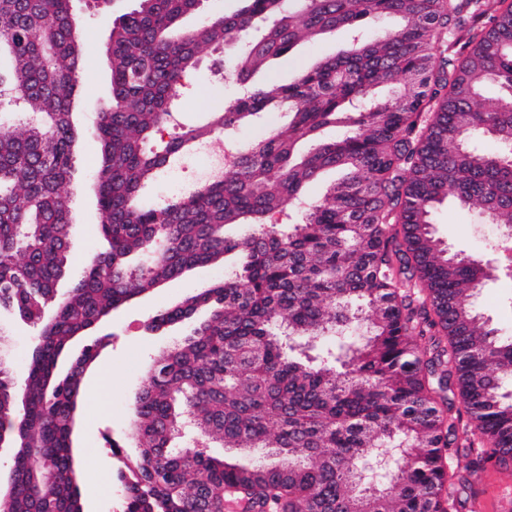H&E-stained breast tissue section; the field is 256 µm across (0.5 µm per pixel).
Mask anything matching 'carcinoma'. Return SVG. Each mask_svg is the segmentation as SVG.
<instances>
[{"instance_id":"1","label":"carcinoma","mask_w":512,"mask_h":512,"mask_svg":"<svg viewBox=\"0 0 512 512\" xmlns=\"http://www.w3.org/2000/svg\"><path fill=\"white\" fill-rule=\"evenodd\" d=\"M73 0H0V311L38 333L26 368L0 361V444L11 512H83L74 444L83 381L104 345L73 341L112 312L203 266L212 287L151 316L165 331L208 317L156 357L118 453L124 512H463L475 478L512 473V333L474 312L480 260L435 237L453 197L512 230V0H243L181 33L197 0H137L105 46L111 96L93 132L104 250L66 295L73 222L64 187L84 64ZM383 18L396 26L360 31ZM347 39L286 84L254 73L300 41ZM244 36L225 76L243 92L173 133L202 47ZM407 78L373 101L381 84ZM498 87L487 99L484 90ZM288 113L203 185L158 205L143 193L206 140ZM328 125L347 132L320 139ZM490 139L491 151L474 141ZM345 172L324 198L305 190ZM305 204L285 226L286 207ZM215 448L251 451L247 461ZM392 451L371 482L362 464Z\"/></svg>"}]
</instances>
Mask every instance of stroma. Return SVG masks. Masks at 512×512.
<instances>
[{
    "instance_id": "35a3bbf8",
    "label": "stroma",
    "mask_w": 512,
    "mask_h": 512,
    "mask_svg": "<svg viewBox=\"0 0 512 512\" xmlns=\"http://www.w3.org/2000/svg\"><path fill=\"white\" fill-rule=\"evenodd\" d=\"M134 5L135 0H111L107 9L96 13L87 10L81 0H76L74 5L73 23L85 43L82 90L73 109V120L84 131L85 138L66 187L74 224L71 267L75 270L105 246L91 190L98 164L97 147L91 132L98 112L110 98V72L105 58L109 30L115 18ZM342 41V35L330 33L315 42L299 43L288 53L270 60L254 79L259 83L270 79L288 82L298 71L334 55ZM232 49V44L227 43L219 49L209 48L201 53L192 86L183 96L181 122H203L206 110L216 98L229 99L236 95V84L225 78L221 68L226 54ZM207 177L203 154H193L181 168L170 171L148 190L143 199L149 204L161 203L166 197L192 190ZM433 224L436 236L451 251L495 264L503 261V253L490 249L499 238V228L479 220L472 210L454 201H445L434 211ZM223 276L224 271L220 268H197L114 311L111 319L98 328V336L107 337L108 343L85 378L75 442L82 464L80 490L86 502L85 512H122L124 491L115 479L110 443L114 440L123 442L125 452L135 453V445L126 442L125 434L130 409L146 368L160 352L172 347L189 332L184 326L164 336L151 335L144 330L145 321L159 308L181 301ZM475 307L494 326L512 333V280L489 281L476 298ZM35 335L33 325L6 313L0 315V358L15 371H23ZM103 368L109 371V380L104 384L98 381L99 371ZM479 488L475 506L467 508L466 512H476L480 506L487 512H512V482L506 481L497 471L485 473Z\"/></svg>"
}]
</instances>
